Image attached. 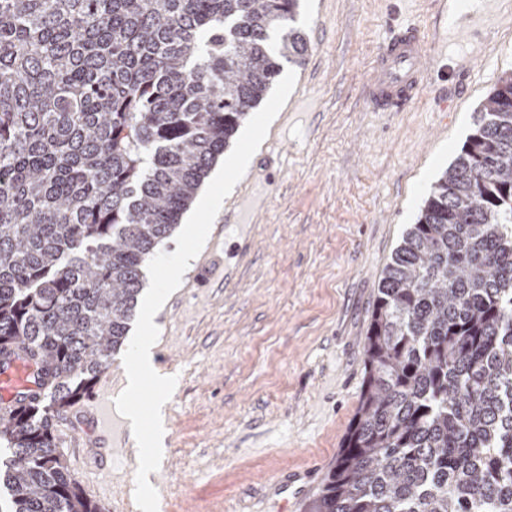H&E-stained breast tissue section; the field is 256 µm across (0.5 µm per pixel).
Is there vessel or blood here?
<instances>
[{
  "mask_svg": "<svg viewBox=\"0 0 512 512\" xmlns=\"http://www.w3.org/2000/svg\"><path fill=\"white\" fill-rule=\"evenodd\" d=\"M427 43L412 25L400 26L379 47L367 81L368 104L373 112H396L419 95L425 74ZM32 360L24 347L0 354V405L11 406L18 399L41 393ZM84 414L101 441L100 449L112 454L125 445L123 421L112 414V390L96 394Z\"/></svg>",
  "mask_w": 512,
  "mask_h": 512,
  "instance_id": "obj_1",
  "label": "vessel or blood"
}]
</instances>
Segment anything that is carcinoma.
<instances>
[{
	"label": "carcinoma",
	"instance_id": "carcinoma-1",
	"mask_svg": "<svg viewBox=\"0 0 512 512\" xmlns=\"http://www.w3.org/2000/svg\"><path fill=\"white\" fill-rule=\"evenodd\" d=\"M300 0H0V512H102L54 421L129 331L143 267L308 42ZM365 376L305 512H512V71L381 278ZM43 391L37 384L33 361L23 347H15L0 355V404L7 408L18 399L31 398Z\"/></svg>",
	"mask_w": 512,
	"mask_h": 512
}]
</instances>
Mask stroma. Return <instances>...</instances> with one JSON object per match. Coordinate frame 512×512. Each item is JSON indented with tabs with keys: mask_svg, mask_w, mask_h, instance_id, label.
<instances>
[{
	"mask_svg": "<svg viewBox=\"0 0 512 512\" xmlns=\"http://www.w3.org/2000/svg\"><path fill=\"white\" fill-rule=\"evenodd\" d=\"M495 10L452 48L448 0H301L309 50L295 87L154 317L155 366L178 378L150 476L159 512H303L319 491L359 404L384 269L512 70V0ZM402 24L421 30L432 67L404 111H370L373 58ZM265 174L269 206L225 223ZM75 435L64 455L79 486L104 512H139L136 447L99 465L90 423Z\"/></svg>",
	"mask_w": 512,
	"mask_h": 512,
	"instance_id": "35a3bbf8",
	"label": "stroma"
}]
</instances>
